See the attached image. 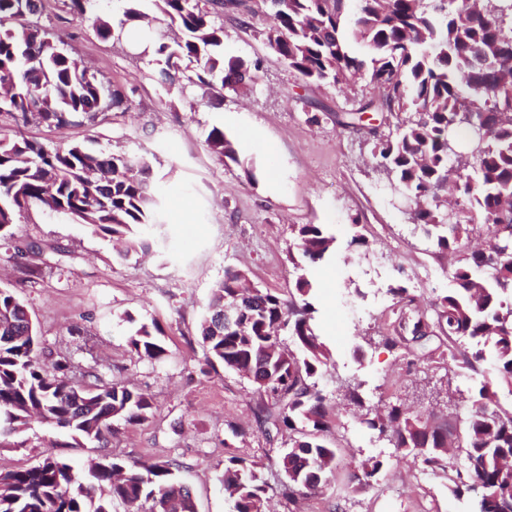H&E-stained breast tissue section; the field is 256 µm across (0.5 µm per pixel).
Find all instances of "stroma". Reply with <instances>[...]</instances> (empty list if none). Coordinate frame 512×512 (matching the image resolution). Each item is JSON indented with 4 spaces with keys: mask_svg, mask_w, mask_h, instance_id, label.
<instances>
[{
    "mask_svg": "<svg viewBox=\"0 0 512 512\" xmlns=\"http://www.w3.org/2000/svg\"><path fill=\"white\" fill-rule=\"evenodd\" d=\"M252 6L250 15L221 10L224 53L261 68L247 95L227 90L214 105L186 71L161 80L147 52L160 25L107 41L66 0H44L38 24L120 90L124 103L61 130L32 121L22 135L50 149L74 142L154 154L159 224L147 231L149 251L123 257L85 224L31 210L0 241V286L17 293L47 351L66 358L75 376L94 371L140 389L153 408L143 422L119 425L102 449L32 422L0 445V467L48 457L81 465L103 455L127 464L168 461L190 485L197 512H228L220 482L227 457L259 463L261 479L277 484L281 441L265 434L260 398L246 379L220 365L201 373L200 320L225 269L282 294L304 274L315 284L316 319L334 362L319 387L337 416L326 438L341 448L342 461L323 494L293 504L273 496L266 512H470L471 502L454 497L444 479L372 439L344 399L354 387L372 409L401 403L453 417L466 412L478 379H445L434 363L407 364L379 343L398 317L390 288L405 286L418 308H429L452 286L448 260L411 224L365 130L343 127L360 92L309 84L288 71L267 42L261 0ZM215 126L235 139L240 164H224L208 149ZM296 224L324 225L335 239L332 258L305 270L294 265ZM357 233L368 241L361 256L349 246ZM152 323L170 352L162 362L138 358L128 344L135 327ZM372 457L384 461L372 484L352 482Z\"/></svg>",
    "mask_w": 512,
    "mask_h": 512,
    "instance_id": "35a3bbf8",
    "label": "stroma"
}]
</instances>
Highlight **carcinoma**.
I'll list each match as a JSON object with an SVG mask.
<instances>
[{"mask_svg": "<svg viewBox=\"0 0 512 512\" xmlns=\"http://www.w3.org/2000/svg\"><path fill=\"white\" fill-rule=\"evenodd\" d=\"M151 17L136 7L119 27L98 16L104 40L129 23L149 20L177 27L174 44L152 46L162 78L181 65L187 79L215 99L254 79L239 59L224 56V25L212 0H150ZM43 0H0V116L31 118L64 129L123 103L81 60L47 30L26 20ZM267 40L288 70L310 84L349 86L363 81L378 90L364 96L356 126L367 112L386 114L388 132L368 128L372 154L391 189L411 205L410 220L449 257L454 288L431 311L413 306L405 288L390 292L399 306L398 328L384 345L404 356L430 358L445 346L446 371L482 378L473 402L483 415L436 419L434 414L390 404L366 410L361 423L396 453L448 480L457 497L476 501L474 512H512V407L497 386L512 388V110L497 86L512 88V0H268ZM205 142L220 161L240 163L235 140L214 126ZM153 160L145 153H94L78 143L47 149L0 126V238L31 206L71 216L121 241L125 253L146 248L144 231L155 223ZM296 249L309 265L334 245L321 224L292 227ZM315 288L300 276L284 298L228 269L212 292L201 321L204 362L245 378L263 399L267 432L283 439L275 466L278 494L290 502L322 492L340 465L328 444L329 399L318 388L332 365L315 323ZM234 307L235 322L217 319ZM17 294L0 288V440L30 422L66 430L76 445L104 444L115 423L148 417L151 399L93 372L91 385L68 379L69 365L45 362L36 325ZM158 326L130 336L141 357L160 361L168 350ZM289 342H284V339ZM490 362L494 375H484ZM464 445H448L450 429ZM384 461L371 458L351 474L374 477ZM220 481L230 512H265L268 486L255 466L232 456ZM0 512H197L190 489L171 464L127 466L108 456L86 469L63 457L36 466L0 470Z\"/></svg>", "mask_w": 512, "mask_h": 512, "instance_id": "1", "label": "carcinoma"}]
</instances>
